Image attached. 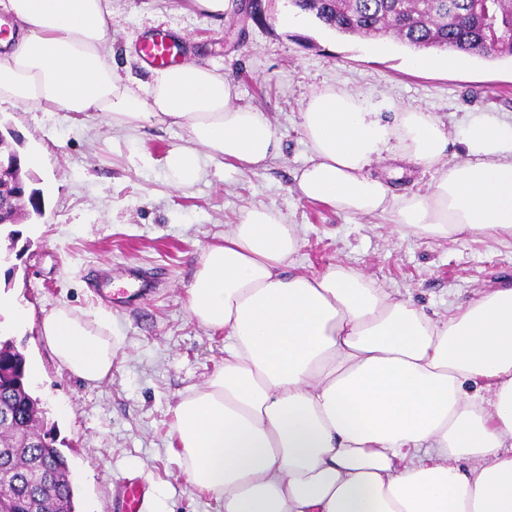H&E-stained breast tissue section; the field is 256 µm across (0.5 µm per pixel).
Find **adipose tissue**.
<instances>
[{"instance_id":"ef3b65f1","label":"adipose tissue","mask_w":512,"mask_h":512,"mask_svg":"<svg viewBox=\"0 0 512 512\" xmlns=\"http://www.w3.org/2000/svg\"><path fill=\"white\" fill-rule=\"evenodd\" d=\"M110 3L0 0L20 34L0 62V104L178 125L187 143L167 165L180 187L204 160L253 170L279 153L268 116L238 105L217 68L120 77L103 51ZM300 129V198L388 213L427 237L512 238V122L478 114L456 139L432 113L400 108L387 120L365 96L326 86L304 99ZM454 140L465 157L452 163ZM388 157L432 181L395 194L369 173ZM299 244L279 211L252 206L200 257L188 312L226 345L223 365L175 407L188 478L224 512H512V287L433 317L351 267L293 271ZM40 333L61 369L111 378L108 318L61 307Z\"/></svg>"}]
</instances>
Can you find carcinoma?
Segmentation results:
<instances>
[{
	"label": "carcinoma",
	"instance_id": "carcinoma-1",
	"mask_svg": "<svg viewBox=\"0 0 512 512\" xmlns=\"http://www.w3.org/2000/svg\"><path fill=\"white\" fill-rule=\"evenodd\" d=\"M339 34L393 38L416 49H441L496 60L512 55L507 0H292ZM0 503L11 512H75L67 460L54 446L40 400L29 392L25 356L0 340Z\"/></svg>",
	"mask_w": 512,
	"mask_h": 512
}]
</instances>
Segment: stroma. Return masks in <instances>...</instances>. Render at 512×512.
<instances>
[{"label": "stroma", "mask_w": 512, "mask_h": 512, "mask_svg": "<svg viewBox=\"0 0 512 512\" xmlns=\"http://www.w3.org/2000/svg\"><path fill=\"white\" fill-rule=\"evenodd\" d=\"M158 30L179 39L184 59L222 70L239 104L269 116L282 141L278 156L252 171L207 160L199 180L180 188L167 169L169 152L186 140L180 127L126 130L98 112L0 104V129L17 134L43 194L17 245L0 239V337L14 339L31 365L33 393L70 467L76 512L91 502L113 512L114 482L128 472L152 489L145 512H224L187 478L171 429L181 394L204 385L224 360L223 334L190 317L187 288L203 249L244 208L265 205L297 225L298 270L343 264L430 314L512 282V239L437 240L399 231L390 215L352 216L291 191L308 156L298 122L311 90L343 86L383 114L419 109L454 132L479 113L512 121V57L467 56L454 71L417 72L409 47L338 34L290 0H233L221 15L199 11L194 0H112L105 49L122 73L148 80L135 47ZM133 273L154 282L140 308L99 299L97 289L130 288ZM59 307L110 315L119 341L110 379L91 385L59 368L40 334Z\"/></svg>", "instance_id": "35a3bbf8"}]
</instances>
